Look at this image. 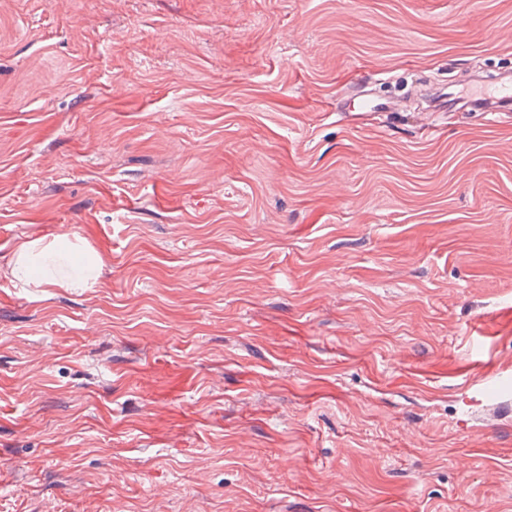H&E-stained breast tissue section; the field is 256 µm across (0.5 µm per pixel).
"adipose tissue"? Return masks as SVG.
<instances>
[{
    "label": "adipose tissue",
    "instance_id": "ef3b65f1",
    "mask_svg": "<svg viewBox=\"0 0 512 512\" xmlns=\"http://www.w3.org/2000/svg\"><path fill=\"white\" fill-rule=\"evenodd\" d=\"M66 236L59 235L50 241L29 239L15 250L11 275L21 285L53 286L77 289L92 287L94 279L84 263L67 260L64 249Z\"/></svg>",
    "mask_w": 512,
    "mask_h": 512
}]
</instances>
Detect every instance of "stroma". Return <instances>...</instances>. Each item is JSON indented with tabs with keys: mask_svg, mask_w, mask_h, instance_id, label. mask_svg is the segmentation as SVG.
<instances>
[{
	"mask_svg": "<svg viewBox=\"0 0 512 512\" xmlns=\"http://www.w3.org/2000/svg\"><path fill=\"white\" fill-rule=\"evenodd\" d=\"M507 71L512 0H0V512H512ZM68 243L66 235H58L47 241L29 239L21 242L15 250V259L11 268L14 280L22 286H53L57 288L77 289L91 288L95 280L84 263L68 261L63 253ZM38 257L44 264H38ZM67 261V262H66ZM45 267H52L56 275L48 278L44 275ZM471 389L482 397L490 394L500 399L508 398L512 393V372L509 370H497L493 377H480L473 379Z\"/></svg>",
	"mask_w": 512,
	"mask_h": 512,
	"instance_id": "35a3bbf8",
	"label": "stroma"
}]
</instances>
